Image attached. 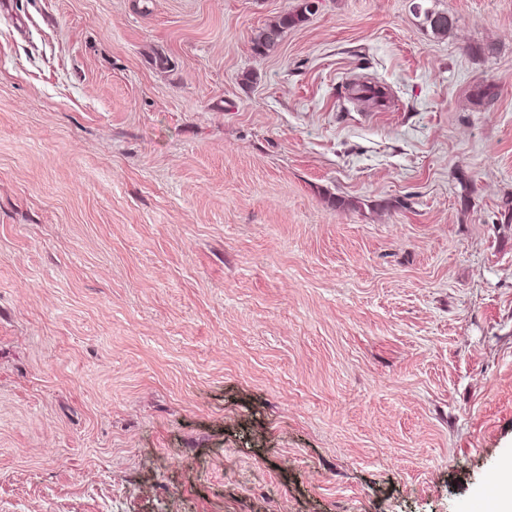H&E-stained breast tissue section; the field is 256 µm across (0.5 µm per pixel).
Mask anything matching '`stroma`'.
Here are the masks:
<instances>
[{"label": "stroma", "mask_w": 512, "mask_h": 512, "mask_svg": "<svg viewBox=\"0 0 512 512\" xmlns=\"http://www.w3.org/2000/svg\"><path fill=\"white\" fill-rule=\"evenodd\" d=\"M300 2L0 0V512H489L512 0ZM300 11L285 13L278 22L269 25L254 38V48L259 53H266L273 49L284 29L295 27L305 21L307 13L313 12L316 7L315 0H303Z\"/></svg>", "instance_id": "1"}]
</instances>
